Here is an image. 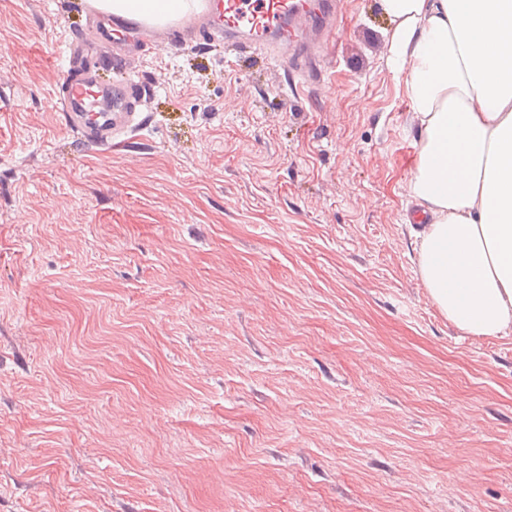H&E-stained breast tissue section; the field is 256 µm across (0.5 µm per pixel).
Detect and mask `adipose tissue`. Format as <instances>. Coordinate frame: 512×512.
Listing matches in <instances>:
<instances>
[{"label":"adipose tissue","mask_w":512,"mask_h":512,"mask_svg":"<svg viewBox=\"0 0 512 512\" xmlns=\"http://www.w3.org/2000/svg\"><path fill=\"white\" fill-rule=\"evenodd\" d=\"M169 21L199 0H97ZM390 64L420 116L409 180L431 217L418 265L429 296L472 336L512 335V0H380Z\"/></svg>","instance_id":"adipose-tissue-1"}]
</instances>
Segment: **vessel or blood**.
<instances>
[{
    "mask_svg": "<svg viewBox=\"0 0 512 512\" xmlns=\"http://www.w3.org/2000/svg\"><path fill=\"white\" fill-rule=\"evenodd\" d=\"M338 0H202L198 11L176 21L134 20L103 16L88 7L92 19L107 18L97 28L98 40L87 34L69 37L68 64L54 98L67 127L96 148L122 144L129 132L147 126L140 105L145 96L128 80L105 86L97 80L98 66H126L128 49L149 48L160 40L170 48L212 41L243 42L266 50L275 61L309 75L318 71V53L336 27Z\"/></svg>",
    "mask_w": 512,
    "mask_h": 512,
    "instance_id": "obj_1",
    "label": "vessel or blood"
}]
</instances>
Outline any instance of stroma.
Here are the masks:
<instances>
[{"mask_svg":"<svg viewBox=\"0 0 512 512\" xmlns=\"http://www.w3.org/2000/svg\"><path fill=\"white\" fill-rule=\"evenodd\" d=\"M84 6L0 0V512H512V336L421 282L379 0L318 83L145 57L106 155L51 106Z\"/></svg>","mask_w":512,"mask_h":512,"instance_id":"1","label":"stroma"}]
</instances>
